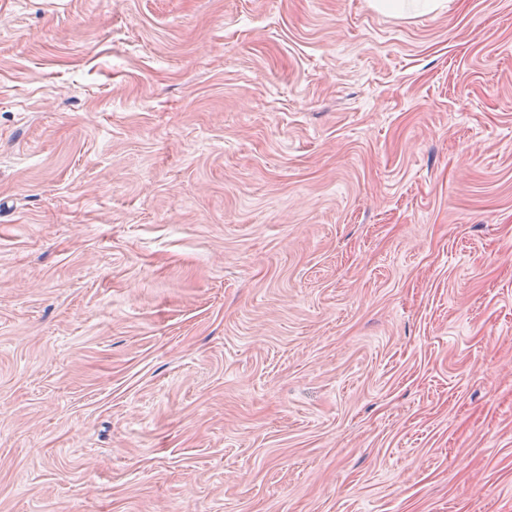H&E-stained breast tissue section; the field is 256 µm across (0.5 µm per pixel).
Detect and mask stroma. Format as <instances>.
<instances>
[{"mask_svg": "<svg viewBox=\"0 0 512 512\" xmlns=\"http://www.w3.org/2000/svg\"><path fill=\"white\" fill-rule=\"evenodd\" d=\"M0 512H512V0H0ZM412 2V3H410ZM438 0H373L374 8L389 14H403L410 9L433 10L440 6Z\"/></svg>", "mask_w": 512, "mask_h": 512, "instance_id": "1", "label": "stroma"}]
</instances>
